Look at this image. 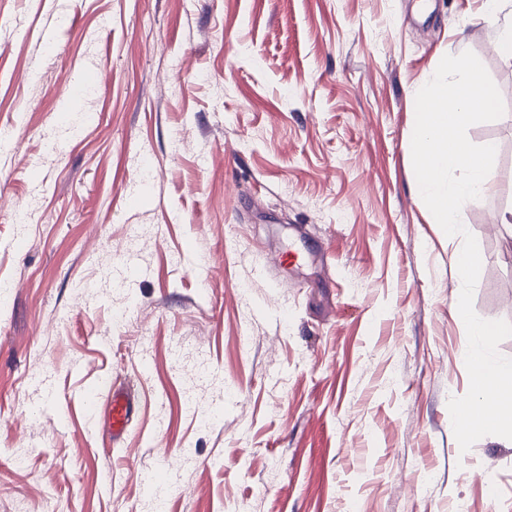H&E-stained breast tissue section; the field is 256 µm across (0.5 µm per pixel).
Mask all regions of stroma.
Listing matches in <instances>:
<instances>
[{"label": "stroma", "instance_id": "stroma-1", "mask_svg": "<svg viewBox=\"0 0 512 512\" xmlns=\"http://www.w3.org/2000/svg\"><path fill=\"white\" fill-rule=\"evenodd\" d=\"M482 7L0 0V512H155L166 454L170 512H512V441L452 431L463 240L411 159L418 90L474 52L506 112L468 130L501 145L473 306L512 323V60ZM106 377L140 401L118 449L78 400ZM141 482L144 490L157 498L158 504L164 503L165 497L171 493V477L167 468L159 469L153 473L143 475Z\"/></svg>", "mask_w": 512, "mask_h": 512}]
</instances>
